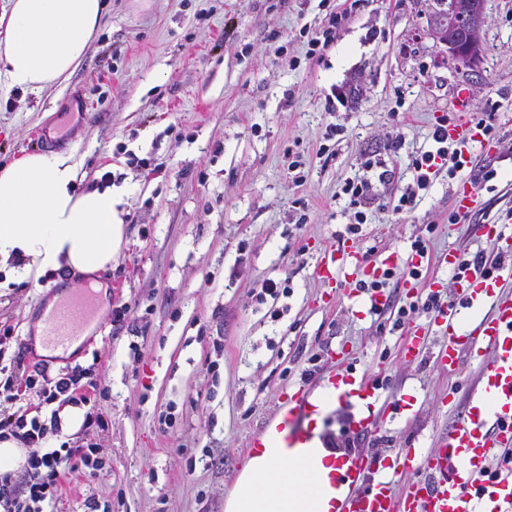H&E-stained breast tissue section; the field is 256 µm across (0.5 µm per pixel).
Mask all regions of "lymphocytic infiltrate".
<instances>
[{"instance_id":"obj_1","label":"lymphocytic infiltrate","mask_w":512,"mask_h":512,"mask_svg":"<svg viewBox=\"0 0 512 512\" xmlns=\"http://www.w3.org/2000/svg\"><path fill=\"white\" fill-rule=\"evenodd\" d=\"M435 147L415 157L413 182L398 199V211H412L421 190L427 189L440 171L456 175L461 168L459 151L453 150L446 123H439L432 133ZM42 368L25 371L23 363L14 364L10 375L0 384V438L11 436L28 447L21 481L11 475H0V512H52L58 498L60 479L65 472H77L95 479L103 469L97 445L43 451L48 436L58 431L57 417H44L43 412L54 403H87L105 397L107 387L88 371L76 369L43 385Z\"/></svg>"}]
</instances>
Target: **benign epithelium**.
<instances>
[{
    "label": "benign epithelium",
    "mask_w": 512,
    "mask_h": 512,
    "mask_svg": "<svg viewBox=\"0 0 512 512\" xmlns=\"http://www.w3.org/2000/svg\"><path fill=\"white\" fill-rule=\"evenodd\" d=\"M484 0H470L459 4L448 0V15H457L458 21L450 25L438 18L433 22V35L448 47L449 56L458 64L474 69L481 57L479 33L484 25Z\"/></svg>",
    "instance_id": "7a95c632"
}]
</instances>
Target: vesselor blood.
<instances>
[{
	"label": "vessel or blood",
	"mask_w": 512,
	"mask_h": 512,
	"mask_svg": "<svg viewBox=\"0 0 512 512\" xmlns=\"http://www.w3.org/2000/svg\"><path fill=\"white\" fill-rule=\"evenodd\" d=\"M452 108L458 119L448 127L449 139L468 148L476 143L487 146L481 130L468 118L471 102L464 92H457ZM477 197L474 183H462L453 198L455 213L468 216ZM430 261L427 254L417 252L406 257L391 253L368 263L342 242L322 251L316 275L328 285L340 278L375 280L385 269L400 264L420 269ZM507 275H512L511 267L465 272L456 281L455 299L434 314L433 323L445 336L434 353L437 365L455 368L462 355L478 345L492 349L494 356L483 365L465 415L440 439L437 450L425 456L423 478L414 480L405 494H396L401 454L344 451L331 463L330 483L339 494L331 498L328 512H512V297L500 292ZM95 315V296L88 289L74 293L50 313L47 331L56 350L67 351L81 324ZM426 346V330L416 327L404 338L401 353L413 360ZM332 398L355 409L352 432L371 426L367 412L378 400L375 384L355 371L335 369L291 394L284 414L253 436L250 455L263 454L272 435L284 447H307L316 437L312 415Z\"/></svg>",
	"instance_id": "1"
}]
</instances>
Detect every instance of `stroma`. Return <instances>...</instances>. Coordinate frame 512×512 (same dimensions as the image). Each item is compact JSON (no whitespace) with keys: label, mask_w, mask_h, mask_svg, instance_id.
I'll use <instances>...</instances> for the list:
<instances>
[{"label":"stroma","mask_w":512,"mask_h":512,"mask_svg":"<svg viewBox=\"0 0 512 512\" xmlns=\"http://www.w3.org/2000/svg\"><path fill=\"white\" fill-rule=\"evenodd\" d=\"M437 0H109L83 63L40 94L0 91V167L37 152V128L67 123L57 151L80 163L78 186L112 172L125 187V238L112 266L93 275H48L0 290L6 356L58 379L93 370L107 398L86 404L108 428L48 437L98 444L106 466L94 481L68 476L56 512H83L85 499L114 512H224L248 459L252 436L286 406V394L334 367L375 380L381 400L357 447L411 452L412 434L433 442L467 408L478 359L455 371L431 355L400 354L408 328L442 333L432 312L404 323L366 314L354 284L314 276L323 247L352 239L365 261L455 251L492 257L512 238V0H485L477 70L458 66L432 34ZM342 13L336 37L317 58L307 42ZM466 86L496 129V157L473 148L461 177L495 169L474 217L449 223L458 178L440 173L416 208L394 211L413 181L412 159L434 146L441 119ZM344 103H337V96ZM385 161L365 224L349 235L345 180L367 176L365 158ZM159 167L137 169L135 160ZM306 177L296 185V174ZM496 225L476 237L472 221ZM284 284L257 301L265 281ZM100 285L93 328L75 354L35 348L38 324L63 288ZM132 305L128 327L112 326V305ZM413 396L411 428L389 404ZM174 417L162 429L160 414Z\"/></svg>","instance_id":"stroma-1"}]
</instances>
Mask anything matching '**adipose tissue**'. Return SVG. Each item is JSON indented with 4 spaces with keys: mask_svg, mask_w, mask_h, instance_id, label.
<instances>
[{
    "mask_svg": "<svg viewBox=\"0 0 512 512\" xmlns=\"http://www.w3.org/2000/svg\"><path fill=\"white\" fill-rule=\"evenodd\" d=\"M105 0H7L0 9V82L33 93L66 81L86 57ZM74 154L30 153L0 168V278L38 282L111 266L123 243V188L77 191ZM21 260V270L10 263ZM325 453L270 438L249 458L225 512H323Z\"/></svg>",
    "mask_w": 512,
    "mask_h": 512,
    "instance_id": "1",
    "label": "adipose tissue"
}]
</instances>
